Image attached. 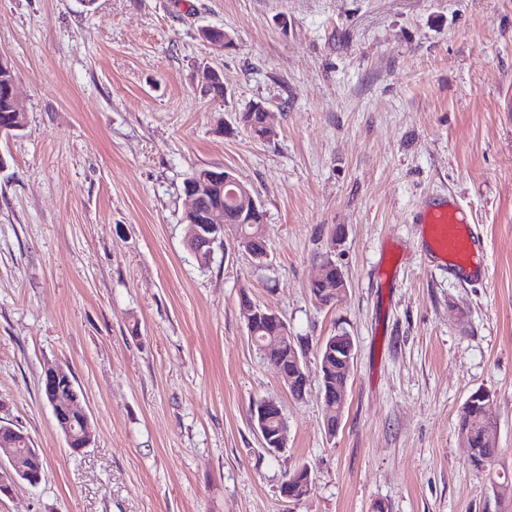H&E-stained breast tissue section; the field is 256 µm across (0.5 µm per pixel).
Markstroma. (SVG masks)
<instances>
[{
    "label": "stroma",
    "mask_w": 512,
    "mask_h": 512,
    "mask_svg": "<svg viewBox=\"0 0 512 512\" xmlns=\"http://www.w3.org/2000/svg\"><path fill=\"white\" fill-rule=\"evenodd\" d=\"M0 53L27 107L0 137V422L46 463L0 512H512L490 482L512 477V0H0ZM255 103L269 140L236 121ZM212 166L262 204L266 268L229 226L208 267L188 251L182 183ZM448 197L487 279L425 255L421 208ZM328 255L348 288L320 308ZM245 299L301 339L302 399L253 346ZM343 330L331 436L316 345ZM54 363L90 417L80 454L41 395ZM478 389L501 450L480 470L458 435ZM259 399L288 425L276 457ZM301 465L310 494L282 498ZM253 410L252 422L260 436L263 448L272 455L285 452L288 448V429L279 404L272 399H262ZM272 418L279 420L276 431H271L268 427Z\"/></svg>",
    "instance_id": "stroma-1"
}]
</instances>
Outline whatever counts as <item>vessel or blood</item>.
<instances>
[{"instance_id":"1","label":"vessel or blood","mask_w":512,"mask_h":512,"mask_svg":"<svg viewBox=\"0 0 512 512\" xmlns=\"http://www.w3.org/2000/svg\"><path fill=\"white\" fill-rule=\"evenodd\" d=\"M433 252L440 258L456 256L458 271L480 276L488 268L479 258L480 249L471 233V215L459 203L431 205L423 219Z\"/></svg>"}]
</instances>
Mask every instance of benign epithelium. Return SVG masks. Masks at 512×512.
<instances>
[{
  "mask_svg": "<svg viewBox=\"0 0 512 512\" xmlns=\"http://www.w3.org/2000/svg\"><path fill=\"white\" fill-rule=\"evenodd\" d=\"M9 95L11 100L12 123L6 128L0 127V135L4 132L18 130L25 124L26 106L15 93V85L9 86ZM196 186L190 187L186 192V197L191 201V207L185 211L189 219L186 242L195 246L196 253H201L204 249L210 248L215 241L224 238V210L221 208L210 207L205 209L200 203V192H205L212 196L220 197L224 195V187L229 185L233 188L236 203L239 206L238 214L245 221L253 220L254 216L261 212V204L258 199L239 181V179L230 171L222 168L207 170L200 175L195 176ZM234 241L238 248L244 250L252 258L255 267L263 266L264 261L268 259V253L258 250L253 245V238L239 231L234 232ZM335 272L338 278L342 279V285L339 289L325 296L323 292H312V299L318 306H332L346 292L347 282L342 269L327 257L320 266V272L315 281L322 282L330 272ZM244 317L248 334H253L256 325L262 326V331L266 336L262 337L264 349L268 352H276L285 345L292 344L288 324L273 310H262L259 307L248 305L243 308ZM326 356L341 355V360L347 364V368H352L354 359V344L351 336L343 332L336 335L326 345ZM293 371H288L279 365H274V369L280 377L291 387L299 386L307 389L309 378L307 376L303 363L302 353L294 351ZM345 387L333 384L325 386L320 391L325 407L328 413L324 419V426L329 435L335 434L336 423L342 419L344 405L336 403L334 394H343ZM42 394L44 400L52 407L54 417L58 427L65 436L68 448L74 453H81L92 442V432L90 419L86 411L78 408L80 395L75 388L71 374L60 365L48 366L42 378ZM279 420V427L272 431L269 429L271 419ZM252 422L257 430L263 448L272 455L282 453L288 448V429L285 425V418L279 404L272 399H262L254 407ZM17 433V429L3 425L0 427V436L4 439L0 441V494L9 495L18 481H23L28 485L35 487L43 479L44 470L38 469L36 472L23 464L21 456L15 454L9 448L11 437ZM298 476H293L292 481H297ZM300 481V480H298ZM312 478L306 477L300 481V486L294 492H288V484L284 483L279 487L281 495L288 499H297L305 497L311 491Z\"/></svg>",
  "mask_w": 512,
  "mask_h": 512,
  "instance_id": "benign-epithelium-1",
  "label": "benign epithelium"
}]
</instances>
